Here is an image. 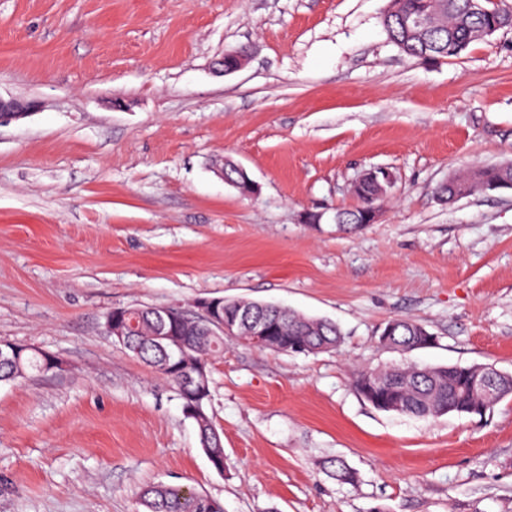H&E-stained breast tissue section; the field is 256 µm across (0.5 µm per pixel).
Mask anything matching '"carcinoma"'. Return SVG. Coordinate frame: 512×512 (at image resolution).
I'll return each instance as SVG.
<instances>
[{
  "label": "carcinoma",
  "mask_w": 512,
  "mask_h": 512,
  "mask_svg": "<svg viewBox=\"0 0 512 512\" xmlns=\"http://www.w3.org/2000/svg\"><path fill=\"white\" fill-rule=\"evenodd\" d=\"M423 19L424 33L419 35L407 29L403 17ZM389 40L405 55L418 59H439L456 57L471 43L485 39L488 29L512 28V5L491 4L481 0V6L474 0H399L394 11H387L381 19ZM460 179L468 192L487 193L494 187L512 181L511 167L474 168ZM359 204L352 209H338L334 221L344 231H358L363 228V213L381 201L378 187L366 181L354 188ZM264 316L272 321L282 336V342L271 350L286 353L316 354L323 344L338 345L342 333L336 323L308 317L288 308L269 305L263 310ZM131 318L136 327L129 338L126 350L161 374L176 390L182 401L183 412L192 419L198 429L200 444L213 468L224 471V446L216 437L217 428L207 413L210 400V384H205L201 395L186 393L182 388L184 371L176 368L178 360L189 363L188 371L199 365L208 368L211 358L224 352V335L209 336L196 330V317L189 313V330L179 336L180 359L169 354L167 345L157 336V322L152 307L132 308ZM398 345L401 350L422 347L417 336L419 323L400 318ZM59 368L57 360L34 349L0 355V382H11L33 372ZM471 367L459 364L420 367L417 365H396L383 369H362L356 372L354 386L367 402L373 398L366 390L369 385L382 386L395 392L400 408L397 413L414 418L436 416L442 408L457 415L472 412L476 399L468 387ZM325 469L341 483L355 481L353 473L340 459L325 462ZM140 504L145 512H224L222 503L199 491L181 486L152 484L144 486L139 493Z\"/></svg>",
  "instance_id": "obj_1"
}]
</instances>
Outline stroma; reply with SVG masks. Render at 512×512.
<instances>
[{
	"instance_id": "obj_1",
	"label": "stroma",
	"mask_w": 512,
	"mask_h": 512,
	"mask_svg": "<svg viewBox=\"0 0 512 512\" xmlns=\"http://www.w3.org/2000/svg\"><path fill=\"white\" fill-rule=\"evenodd\" d=\"M388 6L0 0V98L34 105L0 125V343L62 364L0 383V512H144L157 483L224 512H512V398L417 419L353 383L403 363L512 373V190L438 196L512 161V29L421 60L389 42ZM227 160L254 192L217 175ZM380 167L395 185L375 222L337 230ZM222 297L330 319L343 339L304 355L225 337L208 366L219 472L169 382L105 321ZM392 318L433 344L383 347ZM333 458L354 483L326 472Z\"/></svg>"
}]
</instances>
